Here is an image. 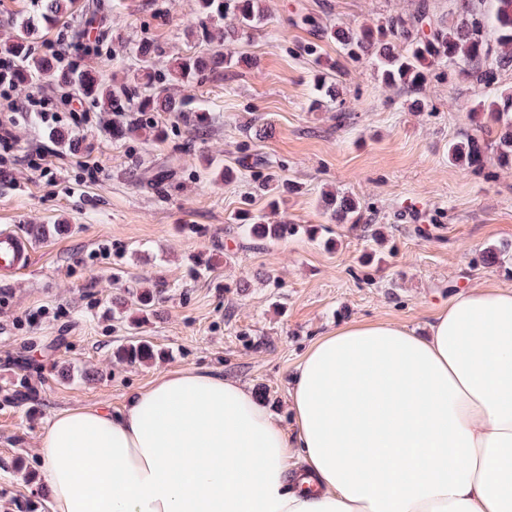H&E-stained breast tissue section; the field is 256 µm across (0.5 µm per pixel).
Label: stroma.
I'll return each instance as SVG.
<instances>
[{
    "label": "stroma",
    "mask_w": 512,
    "mask_h": 512,
    "mask_svg": "<svg viewBox=\"0 0 512 512\" xmlns=\"http://www.w3.org/2000/svg\"><path fill=\"white\" fill-rule=\"evenodd\" d=\"M108 2L106 24L90 27L82 12L66 21L69 35L98 42L83 62L92 73L122 77L144 41L163 46L160 71L198 51L186 35L196 0ZM418 3L266 0L265 26L236 47L252 66L224 70L193 90L211 117L198 138L183 131L163 142L116 141L105 130L111 114L97 111L71 149L33 119L18 118L17 144L0 168V225L65 224L69 231L35 242L29 271L0 281V512H49L39 437L62 411H118L159 375L199 368L267 386V405L285 424L288 378L319 336L353 320L399 321L423 332L454 293L512 286V272L480 261L487 248L512 245V169L492 153L484 177L448 161L449 141L474 133L470 110L487 89L462 79L434 82L422 92L430 110L417 112L412 92L387 89L369 61L348 60L338 83L353 119L343 126L330 107L311 108L314 65L287 50L311 39L304 16L322 26L374 27ZM259 125L267 129L260 140ZM247 139L300 186L282 212L296 224L329 226L334 248L302 234L244 247L241 200L251 196L252 211L262 214L266 198L245 175L212 181L202 159L237 163ZM41 155L44 172L30 165ZM88 163L99 170L96 181L85 179ZM165 165L177 171L175 189L130 178ZM325 192L352 195L365 221L331 222L320 206ZM106 244L120 245L121 255L104 254ZM372 249L379 262L362 266ZM198 255L211 270L194 277L188 262ZM158 277L167 287L141 334L167 359L113 365V350L130 334L104 318V308ZM242 277L251 281L245 295L225 292V283ZM24 384L33 394L21 402Z\"/></svg>",
    "instance_id": "1"
}]
</instances>
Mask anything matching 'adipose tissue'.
Returning a JSON list of instances; mask_svg holds the SVG:
<instances>
[{"label":"adipose tissue","mask_w":512,"mask_h":512,"mask_svg":"<svg viewBox=\"0 0 512 512\" xmlns=\"http://www.w3.org/2000/svg\"><path fill=\"white\" fill-rule=\"evenodd\" d=\"M291 422L224 373L160 375L39 439L50 512H512V289L425 333L351 321L290 378Z\"/></svg>","instance_id":"obj_1"}]
</instances>
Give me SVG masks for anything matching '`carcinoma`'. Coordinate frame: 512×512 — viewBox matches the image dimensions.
Wrapping results in <instances>:
<instances>
[{"mask_svg":"<svg viewBox=\"0 0 512 512\" xmlns=\"http://www.w3.org/2000/svg\"><path fill=\"white\" fill-rule=\"evenodd\" d=\"M485 2L457 0V17L437 18L423 0L412 14L393 16L376 28L325 27L322 35L335 40L349 60L371 61L382 85L406 88L416 94L410 108L422 111L425 103L417 95L434 80L443 81L458 74L493 90L502 72L512 68V0H492L490 10L485 8ZM37 7V16L10 23L8 50L18 60L11 74L12 81L35 86L47 74H57L60 88L119 117L110 127L115 140L127 139L143 129H150L155 138H161L164 131L155 120L158 112L173 116L176 122L196 134L205 131L209 127L208 110L192 105L184 96L172 94L170 87L174 84L193 87L205 83L227 66L252 63L250 58L235 55L234 46L249 39L267 20L265 0H198L197 18L189 35L209 44L217 30L224 49L202 50L177 57L165 72L158 73L153 64L161 49L145 42L136 49L139 60L136 73L127 80L114 82L98 79L88 70H61L57 58L34 55L32 37L37 27L56 23L71 14L78 4L77 0H37ZM294 51L315 63L312 84L315 95L336 105V119L346 121L349 114L343 110L344 100L333 75L339 65L322 60L321 46L315 41L298 42ZM472 113L476 133L448 145V162L480 172L486 154L491 150L496 153L499 166L512 168V90L477 101ZM206 168L215 181L227 183L237 178L233 168L216 160H206ZM252 168V180L270 194L268 208L278 210L277 169L280 165L256 158ZM172 176V169L164 168L146 180L138 177L136 181L156 189L165 188ZM323 203L330 219L338 224H360L365 219L358 201L349 194H329ZM249 205L250 200L243 201L238 214L239 228L257 241L276 242L298 233L317 240L326 231L322 224H292L284 217L268 222L263 215H253ZM165 287L166 282L158 279L137 294L135 304L142 316L129 321L131 330L136 331L147 322L148 311ZM156 355L155 346L142 337L120 345L113 352L116 363L130 366L149 364Z\"/></svg>","mask_w":512,"mask_h":512,"instance_id":"1","label":"carcinoma"}]
</instances>
